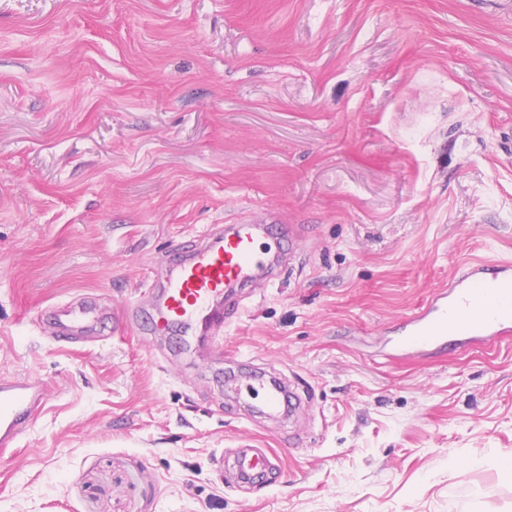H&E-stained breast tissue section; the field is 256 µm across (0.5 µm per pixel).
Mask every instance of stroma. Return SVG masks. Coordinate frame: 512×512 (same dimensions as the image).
<instances>
[{
  "label": "stroma",
  "instance_id": "obj_1",
  "mask_svg": "<svg viewBox=\"0 0 512 512\" xmlns=\"http://www.w3.org/2000/svg\"><path fill=\"white\" fill-rule=\"evenodd\" d=\"M267 209L303 246L223 356L123 328L171 250ZM471 259L512 262V0H0V377L55 389L0 512H512V339L383 343ZM246 364L310 404L232 398ZM243 446L278 457L244 490ZM95 311L90 300L85 299L78 307L65 306L63 312L67 316L71 325H63L70 334H75L82 331L80 323L85 321L90 314Z\"/></svg>",
  "mask_w": 512,
  "mask_h": 512
}]
</instances>
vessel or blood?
<instances>
[{
    "mask_svg": "<svg viewBox=\"0 0 512 512\" xmlns=\"http://www.w3.org/2000/svg\"><path fill=\"white\" fill-rule=\"evenodd\" d=\"M299 239L298 227L281 223L270 210L237 224L212 226L196 241L188 258L172 265L157 281L149 331L161 336L176 328L184 336L195 337L220 330L238 311L247 287L275 283L292 258L284 242ZM510 334L512 263L475 259L462 263L448 284L436 289L426 305L402 324L390 343L392 351L420 354L492 344ZM250 389L262 393L268 413H279L283 384L258 380ZM49 395L48 385L33 377L0 379V456L13 451ZM274 466L269 454L243 450L231 481L253 483Z\"/></svg>",
    "mask_w": 512,
    "mask_h": 512,
    "instance_id": "vessel-or-blood-1",
    "label": "vessel or blood"
}]
</instances>
